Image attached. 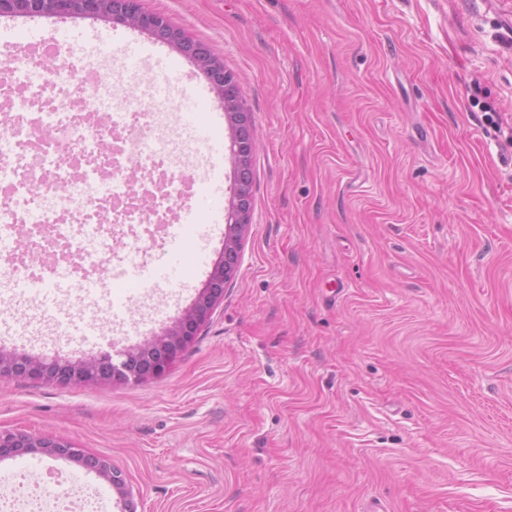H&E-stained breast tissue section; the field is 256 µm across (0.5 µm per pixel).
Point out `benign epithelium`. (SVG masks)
I'll use <instances>...</instances> for the list:
<instances>
[{
  "label": "benign epithelium",
  "instance_id": "7a95c632",
  "mask_svg": "<svg viewBox=\"0 0 512 512\" xmlns=\"http://www.w3.org/2000/svg\"><path fill=\"white\" fill-rule=\"evenodd\" d=\"M50 15L92 18L140 30L191 59L207 78L224 107L229 130L232 183L224 228V256L215 265L194 303L163 335L133 349L73 361L61 355L44 357L0 349V378L38 380L58 385L112 384L143 381L165 373L189 346L224 300V288L237 276L242 241L252 217V163L256 143L251 113L245 108L239 84L208 46L189 37L161 14L150 12L142 0H0V16ZM40 455L74 461L95 472L119 495L121 512H135L122 471L106 458L87 455L74 444L22 431L0 429V459Z\"/></svg>",
  "mask_w": 512,
  "mask_h": 512
}]
</instances>
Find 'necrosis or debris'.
<instances>
[{
	"instance_id": "obj_1",
	"label": "necrosis or debris",
	"mask_w": 512,
	"mask_h": 512,
	"mask_svg": "<svg viewBox=\"0 0 512 512\" xmlns=\"http://www.w3.org/2000/svg\"><path fill=\"white\" fill-rule=\"evenodd\" d=\"M92 64L63 61L48 70L33 54H7L0 62V92L22 86L13 111L0 114V235L27 231L35 252H68L64 266L36 263L14 266L8 279L39 284L66 273L88 278L114 262L118 231L131 226L133 250L126 261L144 258L143 240L153 225L167 221L166 205L182 199L186 180L178 164V146L157 138L166 103L101 79ZM81 153L87 165L74 175L70 158ZM136 157L144 177H158L159 194L141 208L130 194L124 157ZM40 193H32L33 184ZM82 501L95 512L92 493L63 481L18 475L0 491L8 512H63L67 500Z\"/></svg>"
}]
</instances>
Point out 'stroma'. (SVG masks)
<instances>
[{
	"mask_svg": "<svg viewBox=\"0 0 512 512\" xmlns=\"http://www.w3.org/2000/svg\"><path fill=\"white\" fill-rule=\"evenodd\" d=\"M207 44L252 114L253 214L239 272L193 343L141 382L0 379V428L68 440L120 468L138 512H512V0H143ZM55 28L111 24L38 17ZM185 111L154 66L111 67ZM495 112L500 125L486 119ZM215 149L185 138L205 188ZM188 275L111 273L82 341L38 298L0 295V348L77 360L161 333L224 237L185 244ZM125 297L143 324L114 318ZM33 466L118 496L94 472Z\"/></svg>",
	"mask_w": 512,
	"mask_h": 512,
	"instance_id": "35a3bbf8",
	"label": "stroma"
}]
</instances>
